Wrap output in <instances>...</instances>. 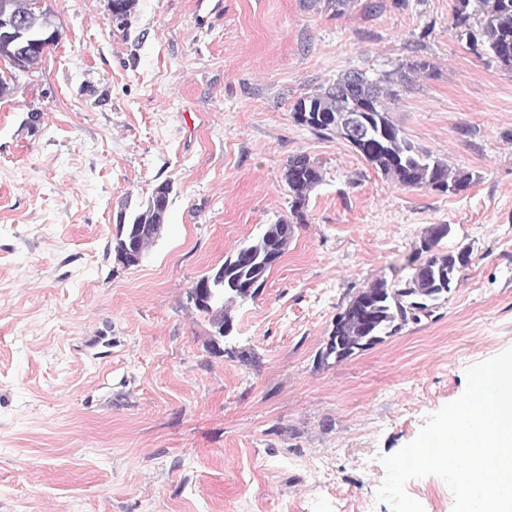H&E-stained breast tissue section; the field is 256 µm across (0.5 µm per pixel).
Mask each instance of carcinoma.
I'll return each mask as SVG.
<instances>
[{
    "instance_id": "cac0c4a2",
    "label": "carcinoma",
    "mask_w": 512,
    "mask_h": 512,
    "mask_svg": "<svg viewBox=\"0 0 512 512\" xmlns=\"http://www.w3.org/2000/svg\"><path fill=\"white\" fill-rule=\"evenodd\" d=\"M305 2L309 8L335 16L358 5V0ZM25 3L26 0H0V53L16 51L26 56V71L30 72L41 65L45 49L57 42L58 30L51 14L30 16ZM137 6L138 0H111L117 30L128 31ZM22 16L25 36L17 38L11 20ZM454 18L470 50L512 71V0H454ZM432 69L431 61L419 58L401 63L396 71L375 79L357 71L347 72L335 82L298 98L292 105V118L315 133L343 138L385 177L402 187L457 193L470 184L472 175L452 168L447 161L416 145L390 117L391 105L399 99L400 90ZM323 180L320 166L308 155L301 153L288 159L285 181L292 193L290 218L268 225L262 235L238 248L217 270L199 278L201 282L222 280L223 291L209 299L193 288L189 290L188 300L207 317L214 339L230 335L234 307L254 297L250 289L253 282H266L271 268L287 250L293 224L304 222L309 195ZM171 192L169 183L157 185L145 209L117 225L114 251L124 266L139 265L140 258L161 234ZM449 234L448 224L429 225L420 247L408 259V278H378L358 290L336 315L327 343L330 354L321 353L319 357L340 361L395 334L408 323L431 315L451 291L456 273L470 259L466 250L439 249Z\"/></svg>"
}]
</instances>
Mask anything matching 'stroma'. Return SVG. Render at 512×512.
<instances>
[{"label": "stroma", "mask_w": 512, "mask_h": 512, "mask_svg": "<svg viewBox=\"0 0 512 512\" xmlns=\"http://www.w3.org/2000/svg\"><path fill=\"white\" fill-rule=\"evenodd\" d=\"M381 2L139 0L123 34L110 0H51L57 47L0 98V512H391L380 456L512 346V73L470 50L454 0ZM419 57L434 71L391 117L471 174L455 194L401 187L291 117L345 72ZM298 153L324 173L307 220L211 348L188 291L289 217ZM164 181L161 236L124 267L117 216ZM432 224L471 252L447 299L320 362L350 296L406 278Z\"/></svg>", "instance_id": "35a3bbf8"}]
</instances>
